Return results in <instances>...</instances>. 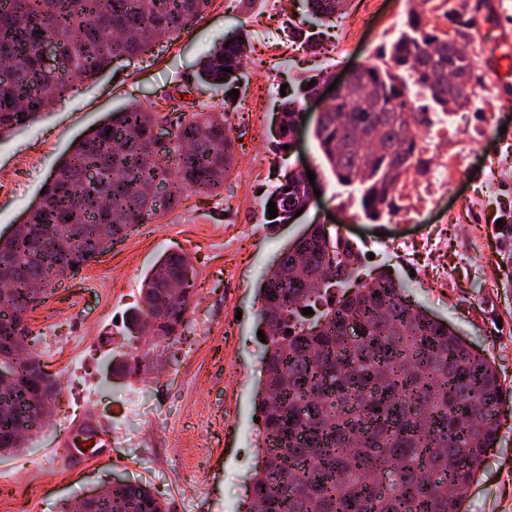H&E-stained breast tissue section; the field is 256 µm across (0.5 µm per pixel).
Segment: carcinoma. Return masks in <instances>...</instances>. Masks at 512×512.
Wrapping results in <instances>:
<instances>
[{
  "instance_id": "carcinoma-1",
  "label": "carcinoma",
  "mask_w": 512,
  "mask_h": 512,
  "mask_svg": "<svg viewBox=\"0 0 512 512\" xmlns=\"http://www.w3.org/2000/svg\"><path fill=\"white\" fill-rule=\"evenodd\" d=\"M338 0H305L320 25L342 15ZM210 0H0V137L50 111L76 81L104 72L119 56H138L154 40L178 35L201 17ZM58 62L42 65L46 40ZM245 42L236 33L214 45L201 81L226 91L232 108ZM476 61L460 55L448 33L411 12L400 35L355 73L336 97L315 136L336 179L357 186L363 218L380 224L397 209V186L427 171L416 129L428 109L446 115L472 103ZM232 72H227V69ZM456 83L448 85V72ZM426 104L415 109L410 88ZM372 89L378 111L360 104ZM315 87L285 89L278 147L302 119L301 100ZM169 124L167 146L152 128ZM226 118L202 104L193 112H156L137 102L113 112L66 151L43 192L30 228L0 240V454L14 453L39 432L45 386L26 362L6 358L16 338L30 334L14 320L106 253L112 241L161 211L182 203L170 183L191 194L224 189L234 146ZM387 145L375 151L376 142ZM304 188L290 171L276 178L269 198L282 197L284 224ZM187 258H165L166 281L149 274L130 321L164 318L179 341L190 307L171 301ZM361 276L360 251L326 224H307L268 268L258 288L267 328L257 465L247 477L248 512H464L462 489L482 471L499 431L503 382L487 353L470 348L446 322L412 303L390 272L379 271L341 297L327 292ZM321 305L305 320L303 309ZM96 512H167L149 485L108 488Z\"/></svg>"
}]
</instances>
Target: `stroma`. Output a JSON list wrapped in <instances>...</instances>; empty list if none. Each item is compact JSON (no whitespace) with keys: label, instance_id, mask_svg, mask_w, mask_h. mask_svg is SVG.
Masks as SVG:
<instances>
[{"label":"stroma","instance_id":"1","mask_svg":"<svg viewBox=\"0 0 512 512\" xmlns=\"http://www.w3.org/2000/svg\"><path fill=\"white\" fill-rule=\"evenodd\" d=\"M442 0H377L358 38L347 35L359 11L324 32L317 49L289 38L308 29L302 0H212L202 20L136 58H118L96 78L75 83L47 114L0 138V237L32 210L70 145L109 112L131 102L162 111L194 100L218 108L224 91L197 72L224 31L247 43L242 101L228 121L235 167L223 194L187 195L178 209L139 225L64 282L27 315L34 351L60 382L47 425L20 453L0 457V512H64L122 477L150 483L170 512H246L256 463L257 383L264 344L257 332V287L272 261L305 224L326 218L366 253L367 270L389 268L412 302L427 308L472 348L491 353L504 382L500 429L483 472L464 494L466 512H512V105L472 80L468 110L434 118L419 132L426 156L448 159V187L405 217L424 187L400 185L389 221H366L357 197L337 183L314 135L315 104L293 149L276 148L280 85L317 71L342 77L372 63L398 35L409 10L449 30ZM309 168L321 195L295 223L264 224V194L274 171ZM184 255L193 268V305L179 343L160 366L113 373L131 350L145 351L129 329L143 277L159 257ZM92 422L113 443L83 456L71 431Z\"/></svg>","mask_w":512,"mask_h":512}]
</instances>
